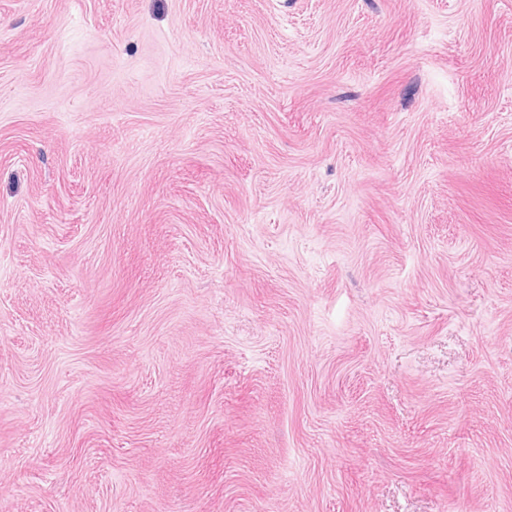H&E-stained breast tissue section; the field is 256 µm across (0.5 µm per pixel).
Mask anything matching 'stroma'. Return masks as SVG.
Instances as JSON below:
<instances>
[{"mask_svg": "<svg viewBox=\"0 0 512 512\" xmlns=\"http://www.w3.org/2000/svg\"><path fill=\"white\" fill-rule=\"evenodd\" d=\"M0 512H512V0H0Z\"/></svg>", "mask_w": 512, "mask_h": 512, "instance_id": "stroma-1", "label": "stroma"}]
</instances>
